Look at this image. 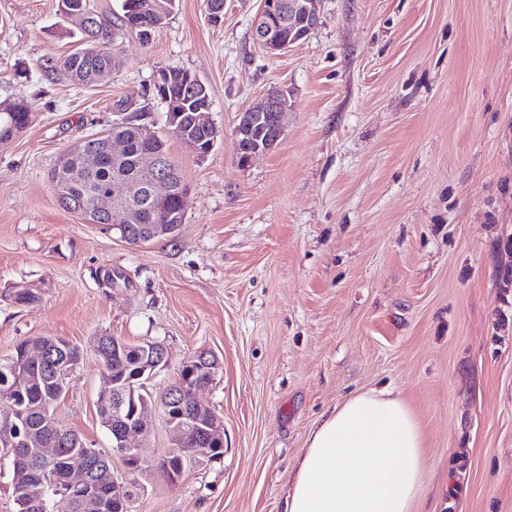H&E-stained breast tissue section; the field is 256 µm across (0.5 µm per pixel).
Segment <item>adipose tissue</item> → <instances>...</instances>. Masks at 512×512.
<instances>
[{"label":"adipose tissue","instance_id":"obj_1","mask_svg":"<svg viewBox=\"0 0 512 512\" xmlns=\"http://www.w3.org/2000/svg\"><path fill=\"white\" fill-rule=\"evenodd\" d=\"M425 469L414 413L392 389H370L311 431L283 512H413Z\"/></svg>","mask_w":512,"mask_h":512}]
</instances>
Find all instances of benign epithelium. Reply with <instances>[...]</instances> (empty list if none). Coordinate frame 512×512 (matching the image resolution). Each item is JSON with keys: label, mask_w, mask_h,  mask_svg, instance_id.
I'll list each match as a JSON object with an SVG mask.
<instances>
[{"label": "benign epithelium", "mask_w": 512, "mask_h": 512, "mask_svg": "<svg viewBox=\"0 0 512 512\" xmlns=\"http://www.w3.org/2000/svg\"><path fill=\"white\" fill-rule=\"evenodd\" d=\"M320 0H261L253 30L256 43L269 55L276 56L287 51L292 45L309 35L319 17ZM66 18L78 24L81 31L94 26L92 14L82 8L70 9ZM180 77L188 78L186 88L196 100V106L191 113L192 125L198 128L214 126L211 120L212 100L208 88L192 74L180 73ZM288 108V97L281 89L266 92L260 103L247 108L241 113L238 125L234 130V143L238 162L246 165L252 159L269 152L283 137L282 115ZM108 138L112 157L120 159L127 152V142L122 137L107 136L100 132L84 139L82 145L75 151L65 154L59 163L54 179V190L60 201L72 211L81 216L88 224L108 221L118 229L128 228L139 223V209L128 205V201L136 196L144 195L155 209L166 206L175 196L187 198L183 183L176 181L169 174L166 164L158 152H147L141 158L143 170L152 173L151 180L146 184H136L125 179H117L112 183L107 205L97 209L91 208L85 199L73 193L74 182L67 177V170L76 157L94 159L88 150L91 140ZM145 361L141 374H154L167 364V352L163 345L151 342L144 350ZM25 362L50 365L58 373V377L66 379L70 376V368L64 360L55 357L42 344L29 347ZM220 363L206 353H199L183 362L177 373V388L163 391L160 404L165 409V425L175 439L174 446L163 451L159 459L176 455L180 459L191 460L198 456H207L212 452L209 445L212 441L224 440V421L216 413L204 417L201 411L207 405L201 403L197 394L200 390L217 383L220 375ZM104 387L99 392V401L112 408V421L122 422L115 430L112 440V452L119 455L128 474L133 475L144 470L147 461L141 454V449L131 446V438L148 431L149 421L144 409L147 401L136 403L134 384L127 381L120 384L106 369L102 370ZM187 406L188 412L179 415L170 414L171 406ZM132 407L133 417L125 418V410ZM18 416L14 413L0 423V438L6 445H16L13 438L14 427ZM194 435L198 447L186 448L184 443L188 435ZM107 467V462L98 458H88L73 465L69 470L68 485L79 492L82 512H105L107 502L119 507V512H129L131 497L127 486L117 477L103 476L97 482L98 488H93L92 475L95 471Z\"/></svg>", "instance_id": "7a95c632"}]
</instances>
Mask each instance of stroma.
Here are the masks:
<instances>
[{
  "label": "stroma",
  "mask_w": 512,
  "mask_h": 512,
  "mask_svg": "<svg viewBox=\"0 0 512 512\" xmlns=\"http://www.w3.org/2000/svg\"><path fill=\"white\" fill-rule=\"evenodd\" d=\"M259 7L224 0L215 24L176 0L150 41L120 30L111 74L85 85L59 67L82 42L60 0H0V102L31 113L0 140V359L33 336L78 345L56 416L107 451L97 337L163 344L143 387L153 461L171 445L160 394L188 357L217 356L200 398L223 456L136 475L130 512H281L321 415L384 387L423 431L415 512H512V0H321L277 56L253 39ZM170 68L209 89L206 157L166 123ZM273 88L285 134L240 166L239 116ZM123 116L166 140L188 190L175 236L140 246L51 185Z\"/></svg>",
  "instance_id": "obj_1"
}]
</instances>
